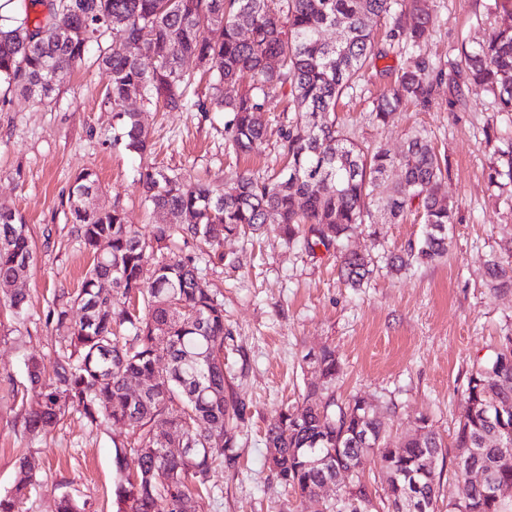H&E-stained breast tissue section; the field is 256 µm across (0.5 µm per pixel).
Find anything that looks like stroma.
<instances>
[{
  "label": "stroma",
  "instance_id": "obj_1",
  "mask_svg": "<svg viewBox=\"0 0 512 512\" xmlns=\"http://www.w3.org/2000/svg\"><path fill=\"white\" fill-rule=\"evenodd\" d=\"M497 19L495 0H431L420 54L446 73L433 87L431 108L393 113L384 124L370 120L373 100L392 82L386 68L404 64L393 50L366 70L335 112L349 137L394 155L413 131L428 134L447 165L445 185L456 206L447 258L413 264L398 276L379 268L355 290L340 279L335 251L289 246L270 229L253 240H225L223 263H204V285L224 300L228 389L247 413L234 434V464L216 470L215 491L196 498L195 512H319L316 500L301 502L286 490L264 460L267 424L283 406L300 405L308 385L318 382L307 354L324 345L342 366L337 400L358 395L380 412L390 447H399L416 417L430 418L445 445L438 506L446 512L462 498L453 473L454 433L466 412L468 378L501 336L512 334V292H493L485 278L490 257L512 260L505 158L512 150V112L499 111L491 92L456 72L463 51L483 43ZM108 81L88 58L48 105L0 86V203L23 216L35 255L18 284L24 314L0 306V494L12 487L19 458L34 457L39 465L20 512H56L65 494L83 502L85 512H111L114 444L133 438L124 426L93 427L76 413L34 439L24 427L25 362L53 360L60 338L47 320L49 305L58 291L77 294L90 264L71 221L75 176L92 170L98 200L119 203L127 223L147 235L166 217L151 213L141 198V164L203 180L264 174L281 165L278 129L290 106L285 91L273 93L267 136L247 155L225 141L223 113L159 112L130 101L152 142L150 154L140 157L112 143ZM422 229L414 213L397 224H361L348 246L380 261L416 242Z\"/></svg>",
  "mask_w": 512,
  "mask_h": 512
}]
</instances>
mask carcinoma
Returning a JSON list of instances; mask_svg holds the SVG:
<instances>
[{"label":"carcinoma","mask_w":512,"mask_h":512,"mask_svg":"<svg viewBox=\"0 0 512 512\" xmlns=\"http://www.w3.org/2000/svg\"><path fill=\"white\" fill-rule=\"evenodd\" d=\"M45 12L0 15V81L39 101L52 100L71 68L91 46H105L98 62L109 75L106 99L116 126L113 143L144 156L149 135L141 113L126 108L131 98L155 102L168 112H222L232 149L244 154L266 134L264 114L276 88H288L294 116L281 124L280 154L287 173L240 174L231 183L192 181L152 166L139 172L144 203L168 213L173 224H156L149 236L126 223L123 209L92 207L95 175L80 172L69 195L74 232L92 257L76 298L54 296L49 319L64 347L45 372L42 360L26 363L38 406L25 410V430L36 438L75 411L92 426L122 424L134 441L114 445L118 474L115 512H192L193 496L210 489L212 473L235 462L233 432L244 422L245 404L226 389L224 301L202 282L196 257L173 250L180 236L224 261V239L276 225L289 243L307 251L334 248L340 273L353 288L374 272V260L345 246L356 224L377 211L387 224L414 209L424 224L418 246L390 258L392 274L413 262L448 255V226L454 206L443 191L447 167L429 137L412 134L405 151L364 147L329 119L341 96L354 90L362 72L389 55L388 48L414 49L428 32V0H41ZM389 26L388 46L376 38ZM339 31L334 42L328 29ZM153 59L146 68L143 58ZM198 59L215 74L210 99L191 98L184 62ZM460 72L487 88L498 111L512 112V9L502 14L488 39L463 52ZM443 72L423 57L410 58L393 85L373 103L372 121L386 123L409 104L427 109L431 87ZM248 88H242L243 82ZM401 170L390 185L387 173ZM111 249L98 253L99 242ZM33 253L27 224L0 204V284L22 271ZM485 275L496 292L512 291V262L492 258ZM322 383L301 406H284L267 424L266 460L280 483L299 500L317 495L327 478L347 479L341 503L321 512H369L372 493L361 480L375 454L383 467L419 473L422 494L439 512L437 461L444 445L422 415L399 448L385 442V423L361 397L336 402L330 392L340 365L334 350L321 347L313 359ZM486 371H474L465 391L467 413L455 430L457 448H475L456 458L454 475L490 467L512 451V336L506 335ZM151 378L143 393L130 381ZM508 409L505 421L492 402ZM165 448H185L179 455ZM330 458L333 469L309 468L308 454ZM37 480L32 458L19 459L10 491L0 495V512H19ZM512 493L488 500L475 488L463 512H506Z\"/></svg>","instance_id":"obj_1"}]
</instances>
